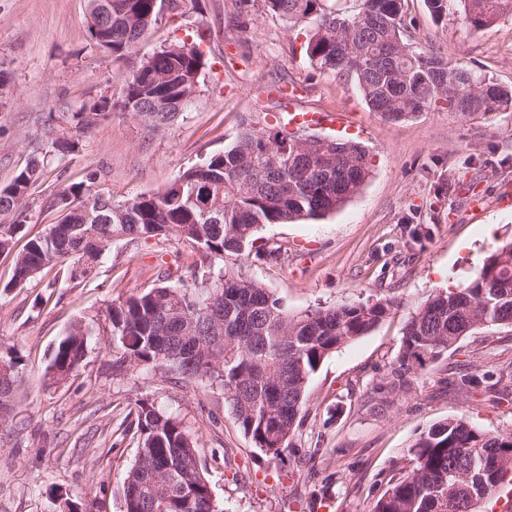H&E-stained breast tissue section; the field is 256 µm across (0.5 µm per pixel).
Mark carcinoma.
<instances>
[{
	"instance_id": "obj_1",
	"label": "carcinoma",
	"mask_w": 512,
	"mask_h": 512,
	"mask_svg": "<svg viewBox=\"0 0 512 512\" xmlns=\"http://www.w3.org/2000/svg\"><path fill=\"white\" fill-rule=\"evenodd\" d=\"M106 17L88 13L90 39L112 61L134 53L157 20L156 0H101ZM267 8L311 29V62L338 77H352L368 106L399 121L419 112L489 114L512 109V88L404 38L407 0H356L347 13L328 0H265ZM442 19L450 6L473 30L512 15V0H426ZM205 66L195 45L170 44L141 60L123 95L108 96L66 116L89 130L112 110L136 116L179 114L197 92ZM246 123L236 141L186 168L159 198L139 195L114 205L112 221L80 223L76 212L102 194L83 182L63 189L52 206L61 218L16 253L9 288L45 269L91 266L105 253L100 243L145 242L173 233L200 254L194 287L157 286L112 305L117 357L114 373L130 368H174L182 376L219 386L239 428L255 447L275 456L291 447L307 402V389L324 359L374 331L392 302L376 300L285 312L261 283L234 265L255 254L265 224H292L335 211L354 197L370 173L366 150L349 139L327 144L316 134L281 132ZM43 162L32 159L0 187V213L24 214ZM25 221L0 225V252L13 251ZM512 329V241L492 247L465 283L440 290L416 306L402 329L389 386L440 358L464 337L487 328ZM95 330L77 320L58 342L50 364L63 381L84 361ZM21 375L15 360L0 362V422L13 411ZM137 455L123 481L125 512H224L204 474L198 438L182 419L148 398L133 403ZM410 465L385 483L372 512H493L512 497V433H492L449 418L423 431L409 448Z\"/></svg>"
}]
</instances>
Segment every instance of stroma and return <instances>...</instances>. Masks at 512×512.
<instances>
[{"label":"stroma","mask_w":512,"mask_h":512,"mask_svg":"<svg viewBox=\"0 0 512 512\" xmlns=\"http://www.w3.org/2000/svg\"><path fill=\"white\" fill-rule=\"evenodd\" d=\"M410 43L512 86V16L473 32L451 14L435 18L425 0H407ZM199 43L206 66L192 103L155 129L113 112L79 134L72 153L54 150L62 113L100 96L120 98L132 64L108 59L91 42L87 0H0V184L34 158L43 174L28 199L16 248L56 223L50 203L72 183L91 181L114 203L165 191L191 164L232 144L247 119L282 127L291 112L340 115L349 130L316 127L362 143L371 173L340 209L259 232L272 257L243 260L290 314L343 302L391 299L370 334L328 356L308 387L292 448L273 456L239 429L221 389L176 371L131 369L113 375L108 308L159 285L192 287L198 255L175 235L115 242L93 273L44 270L10 287L14 256L0 254V361L18 360L22 384L0 423V512H124L121 486L137 455L130 411L146 397L173 411L199 439L205 476L224 512H370L393 469L405 466L416 437L463 417L494 433L512 432V395L486 386L468 394L460 375L512 371V331L460 339L391 391L389 373L411 312L437 291L479 269L492 245L512 240V110L462 118L445 110L401 121L371 111L354 80L316 67L305 28L270 12L264 0H166L136 48ZM295 85L297 98L275 94ZM97 334L82 366L52 382V351L76 319Z\"/></svg>","instance_id":"stroma-1"}]
</instances>
